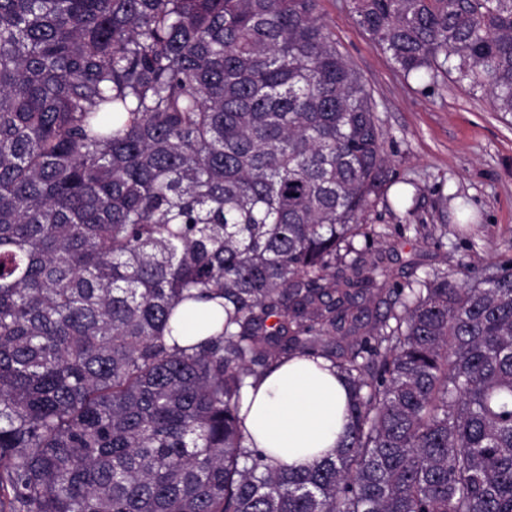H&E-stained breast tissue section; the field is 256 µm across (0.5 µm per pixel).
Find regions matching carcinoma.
<instances>
[{"instance_id":"1","label":"carcinoma","mask_w":512,"mask_h":512,"mask_svg":"<svg viewBox=\"0 0 512 512\" xmlns=\"http://www.w3.org/2000/svg\"><path fill=\"white\" fill-rule=\"evenodd\" d=\"M317 2L0 0V512H512V260L370 316L382 132ZM353 12L512 112V0ZM296 355L350 390L303 470L240 417Z\"/></svg>"}]
</instances>
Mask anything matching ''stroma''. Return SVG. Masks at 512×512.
<instances>
[{
    "mask_svg": "<svg viewBox=\"0 0 512 512\" xmlns=\"http://www.w3.org/2000/svg\"><path fill=\"white\" fill-rule=\"evenodd\" d=\"M336 44L370 89L383 133L387 187L355 246L391 273L512 259V113L454 77L404 75L356 22L350 0H319Z\"/></svg>",
    "mask_w": 512,
    "mask_h": 512,
    "instance_id": "stroma-1",
    "label": "stroma"
}]
</instances>
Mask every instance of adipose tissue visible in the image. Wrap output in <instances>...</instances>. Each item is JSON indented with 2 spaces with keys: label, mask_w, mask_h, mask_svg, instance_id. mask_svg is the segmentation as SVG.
<instances>
[{
  "label": "adipose tissue",
  "mask_w": 512,
  "mask_h": 512,
  "mask_svg": "<svg viewBox=\"0 0 512 512\" xmlns=\"http://www.w3.org/2000/svg\"><path fill=\"white\" fill-rule=\"evenodd\" d=\"M348 389L321 359L295 357L248 388L241 407L247 443L300 468L331 452L348 424Z\"/></svg>",
  "instance_id": "1"
}]
</instances>
